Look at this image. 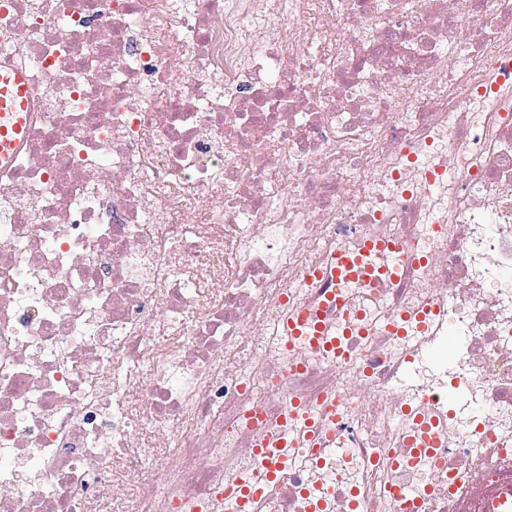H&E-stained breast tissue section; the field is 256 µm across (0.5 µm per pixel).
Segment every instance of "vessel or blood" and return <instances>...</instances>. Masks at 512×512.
Instances as JSON below:
<instances>
[{
  "instance_id": "obj_1",
  "label": "vessel or blood",
  "mask_w": 512,
  "mask_h": 512,
  "mask_svg": "<svg viewBox=\"0 0 512 512\" xmlns=\"http://www.w3.org/2000/svg\"><path fill=\"white\" fill-rule=\"evenodd\" d=\"M29 96V86L22 72L0 71V105L9 110L14 118L10 129L0 130V169L11 166L26 140V108ZM383 249L391 254V261L384 272V277L389 282H398L406 262L416 257L414 246L400 240H368L356 251L336 253L329 264L319 270L318 275L325 279L340 276L372 277L373 271L368 264V258L374 252ZM428 315V310L415 309L402 314L400 318L387 319L386 327L399 331L403 326L413 325L422 331L426 328ZM374 327V322L362 317L337 324L316 322L310 319L306 311L297 310L280 322L278 336L285 344L304 343L319 350L329 359L336 360L348 356L350 337L369 335ZM443 435L444 430L437 419L421 406L414 411L413 426L405 438V443L412 448L414 459L420 461L430 456L433 448L438 447ZM323 438V433L313 426L309 427L304 437L300 439L296 438L294 431L285 428L277 435L264 440L256 453L267 464L269 476L273 477L288 468L286 449L296 447L301 440L308 446L316 447Z\"/></svg>"
}]
</instances>
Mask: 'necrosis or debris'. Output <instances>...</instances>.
<instances>
[{
    "instance_id": "1",
    "label": "necrosis or debris",
    "mask_w": 512,
    "mask_h": 512,
    "mask_svg": "<svg viewBox=\"0 0 512 512\" xmlns=\"http://www.w3.org/2000/svg\"><path fill=\"white\" fill-rule=\"evenodd\" d=\"M0 69L32 112L0 171V512H240L293 404L333 438L252 512L512 485V0H0ZM368 239L427 262L341 292L431 328L286 347L293 305L347 318L312 273ZM420 403L447 436L415 464Z\"/></svg>"
}]
</instances>
